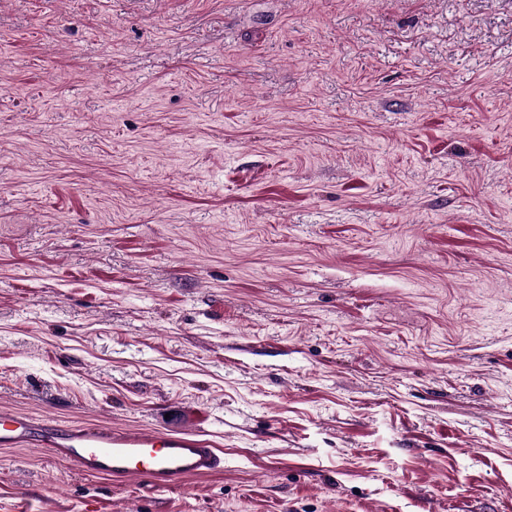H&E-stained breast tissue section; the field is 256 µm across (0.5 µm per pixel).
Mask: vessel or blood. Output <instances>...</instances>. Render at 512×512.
I'll return each instance as SVG.
<instances>
[{"instance_id": "vessel-or-blood-1", "label": "vessel or blood", "mask_w": 512, "mask_h": 512, "mask_svg": "<svg viewBox=\"0 0 512 512\" xmlns=\"http://www.w3.org/2000/svg\"><path fill=\"white\" fill-rule=\"evenodd\" d=\"M0 447H37L83 475L118 486L139 479L154 492L172 490L188 478L224 467L220 449L201 434L108 423L63 424L13 409L0 410Z\"/></svg>"}]
</instances>
